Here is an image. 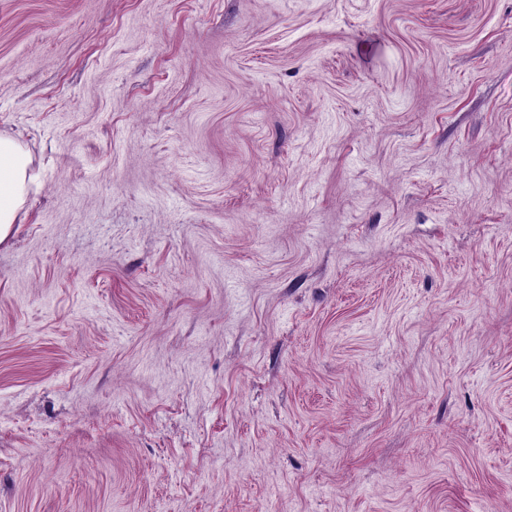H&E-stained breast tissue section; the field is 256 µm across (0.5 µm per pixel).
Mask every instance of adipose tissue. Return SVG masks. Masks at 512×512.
<instances>
[{"label": "adipose tissue", "mask_w": 512, "mask_h": 512, "mask_svg": "<svg viewBox=\"0 0 512 512\" xmlns=\"http://www.w3.org/2000/svg\"><path fill=\"white\" fill-rule=\"evenodd\" d=\"M30 160L15 140L0 136V242L12 231L29 182Z\"/></svg>", "instance_id": "1"}]
</instances>
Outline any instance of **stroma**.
Returning <instances> with one entry per match:
<instances>
[{
    "label": "stroma",
    "instance_id": "35a3bbf8",
    "mask_svg": "<svg viewBox=\"0 0 512 512\" xmlns=\"http://www.w3.org/2000/svg\"><path fill=\"white\" fill-rule=\"evenodd\" d=\"M0 512L512 504V0H0ZM30 160L15 140L0 136V242L12 231L27 193Z\"/></svg>",
    "mask_w": 512,
    "mask_h": 512
}]
</instances>
